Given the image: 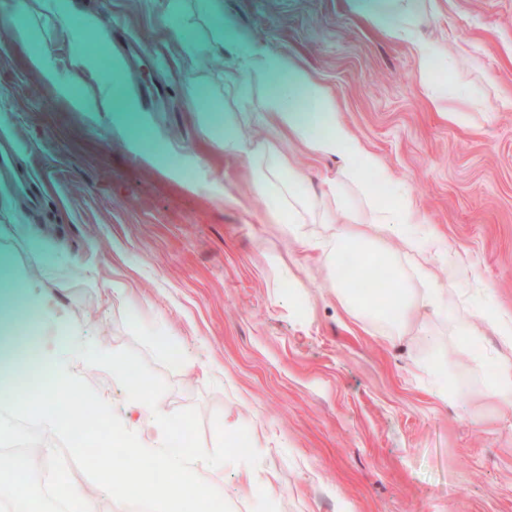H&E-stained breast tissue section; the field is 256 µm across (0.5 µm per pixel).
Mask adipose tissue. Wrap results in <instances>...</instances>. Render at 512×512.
I'll return each instance as SVG.
<instances>
[{
  "label": "adipose tissue",
  "instance_id": "ef3b65f1",
  "mask_svg": "<svg viewBox=\"0 0 512 512\" xmlns=\"http://www.w3.org/2000/svg\"><path fill=\"white\" fill-rule=\"evenodd\" d=\"M417 2L351 0L357 13L379 23L391 36L411 39L420 79L426 83L439 51L413 35ZM237 44L238 63L225 71V85L236 89L254 84L269 85L270 117L286 127L314 157H334L344 166L341 180L330 184L320 194L306 196L301 191L298 175L288 172L285 157L273 144L252 142L233 130L224 135L225 152L246 161L255 188L266 195L271 211L289 235L299 240L305 249L320 253L329 286L345 315L400 335L410 328L416 312L428 311L446 327L449 344L471 351V370L475 373L480 372L483 362L482 354L472 350L480 328L503 336L508 349L512 350V315L490 307L482 312L481 321L476 324L462 308L467 288L485 285L479 268L472 265L462 269L460 275H449L444 281L438 279L433 270L432 251L440 247V239L431 237V247L425 250L405 231L406 226L421 221L414 201L401 188L389 183L385 186L387 202H379L371 179L382 175L383 163L364 147L346 124L335 96L319 81L297 69L292 60L273 54L265 43L241 37ZM302 103L307 106L303 112L298 109ZM355 189L368 200L370 221L360 222L353 217L350 195ZM338 213L343 214L344 223L332 224V217ZM312 215L319 216L321 223L332 224L329 238L304 236L302 226ZM394 235L402 238V251L388 248L387 241ZM348 252L389 269L391 283L385 300L362 296L341 276L339 267ZM131 408L141 427L152 431L154 439L146 446L135 443L129 447L127 464L117 478L118 483L138 497L149 512H215L218 491L215 485L197 479L198 458L182 443L185 420L171 419L149 396L133 397ZM158 455L165 459L164 477L160 482L167 488L161 500L154 493L157 481L149 478L140 466L143 458Z\"/></svg>",
  "mask_w": 512,
  "mask_h": 512
}]
</instances>
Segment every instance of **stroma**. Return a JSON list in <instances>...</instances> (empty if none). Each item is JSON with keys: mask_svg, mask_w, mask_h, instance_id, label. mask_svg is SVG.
<instances>
[{"mask_svg": "<svg viewBox=\"0 0 512 512\" xmlns=\"http://www.w3.org/2000/svg\"><path fill=\"white\" fill-rule=\"evenodd\" d=\"M225 26L293 59L336 97L430 227L512 312V0H421L417 34L447 60L426 90L410 41L349 0H220ZM0 343H35L116 412L130 388L187 419L224 512H512V402L445 347L459 399L419 374V328L392 336L337 306L318 255L285 235L224 124L272 142L306 193L336 178L264 117L267 89H227L200 0H0ZM43 55L42 68L31 56ZM36 281L33 294L14 288ZM97 288H90V281ZM165 345H157L156 337ZM177 355L169 357L165 349Z\"/></svg>", "mask_w": 512, "mask_h": 512, "instance_id": "stroma-1", "label": "stroma"}]
</instances>
